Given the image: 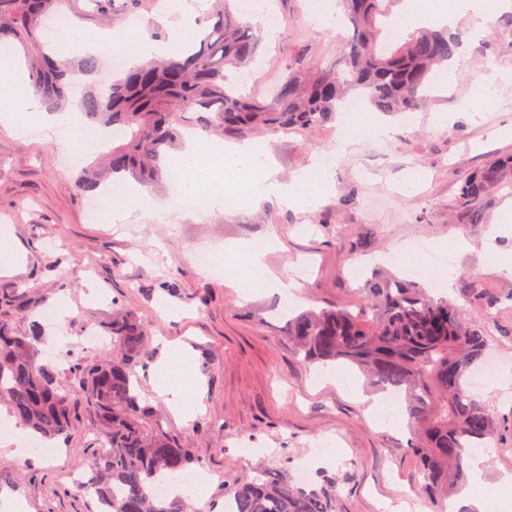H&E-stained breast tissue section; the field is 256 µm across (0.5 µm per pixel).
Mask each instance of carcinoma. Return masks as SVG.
Instances as JSON below:
<instances>
[{
    "instance_id": "cac0c4a2",
    "label": "carcinoma",
    "mask_w": 512,
    "mask_h": 512,
    "mask_svg": "<svg viewBox=\"0 0 512 512\" xmlns=\"http://www.w3.org/2000/svg\"><path fill=\"white\" fill-rule=\"evenodd\" d=\"M403 0H340L349 34L326 66L297 51L286 73L263 93L241 91L230 74L259 55L254 27L224 0L206 13L199 39L180 58H154L124 68L99 84L102 54L60 60L41 43V21L62 13L64 0H0V48L24 52L35 96L51 112L65 110L82 80L79 108L93 127L112 130V149L82 169L77 186L94 192L132 177L172 183L160 160L181 138V114L196 113L204 134L246 138L256 132L304 133L336 119L350 97L378 112L407 114L429 101L431 75L459 53L457 37L420 28L395 40L385 36ZM512 194V154L489 158L463 176L456 198L462 224H480L493 198ZM358 312L307 310L288 320L287 334L303 360L324 367L358 368L376 385L404 391L412 432L408 451L419 462L422 491L431 501L448 497L467 481L468 452L491 437L493 416L466 389L469 373L487 357V334L462 307L395 277L365 283ZM112 350L74 365L64 376L37 361L40 332L14 330L0 313V406L34 438L67 436L72 410L82 403L96 416L102 443L84 493L98 512H188L178 498L161 500L157 485L195 462L181 439L164 429L160 415L142 400L136 366L150 354L147 330L132 310L112 316ZM336 482L318 488L292 485L267 469L236 487L237 512H332Z\"/></svg>"
}]
</instances>
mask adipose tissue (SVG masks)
I'll list each match as a JSON object with an SVG mask.
<instances>
[{"mask_svg": "<svg viewBox=\"0 0 512 512\" xmlns=\"http://www.w3.org/2000/svg\"><path fill=\"white\" fill-rule=\"evenodd\" d=\"M512 10V0H425L423 8L408 7L401 16L406 26H427L455 29L464 15L486 18ZM171 22L168 24L169 38L159 42L152 39L143 23L137 22L116 28L104 34L72 27L65 30L61 40L68 50L76 53L96 51L102 48H118L127 58L138 62L151 58L170 57L183 46L192 42L197 34L193 18L186 16L182 0H171ZM10 92L11 104L0 109V125L17 131L29 124L37 123L52 128L57 123L67 122L73 127L72 147L89 153L96 149L99 134L81 122L78 110L49 112L42 108L29 90L27 70L16 59H0V91ZM209 145L200 137L186 138L181 150L167 160L169 173L178 181L184 200L209 198L214 210H223L227 202L233 201L241 190H248L250 204L264 201L276 202L288 209H309L327 200L335 190L331 167L313 161L309 169L294 175L290 180H281L274 171L268 150L254 141L228 142L219 146V163L206 161ZM155 204L148 191L137 185L129 186L126 194L106 197L104 218L110 224H129L138 214H151ZM225 255L234 257L227 279L231 284H251L255 288H276L289 294L291 282L266 278L265 251L257 250L244 241H228L224 244ZM156 384L164 396L171 412L191 419L195 414L197 400L202 395L203 383L195 369L192 352L183 347L171 348L165 359L154 371ZM486 453L478 452L469 458L471 486L463 490L459 498L469 506L482 512L491 504L500 491L512 485V473H504L496 482H484Z\"/></svg>", "mask_w": 512, "mask_h": 512, "instance_id": "1", "label": "adipose tissue"}]
</instances>
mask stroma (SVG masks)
Listing matches in <instances>:
<instances>
[{"label":"stroma","mask_w":512,"mask_h":512,"mask_svg":"<svg viewBox=\"0 0 512 512\" xmlns=\"http://www.w3.org/2000/svg\"><path fill=\"white\" fill-rule=\"evenodd\" d=\"M169 0H66V22L106 32L120 15L145 23L149 33L165 28ZM281 19L274 39L263 40L259 72L275 79L291 52L306 49L326 61L339 49L337 28L310 23L309 0H275ZM463 39L462 60L453 65L447 84L413 115L411 126L394 116L385 142L359 138L353 149L336 154V196L354 203L340 210L334 199L313 210H292L265 202L240 211L236 206L205 214L172 211L164 219L144 217L114 226L92 222L88 199L75 185L77 168L65 164L57 140L28 137L0 128V228L9 229L22 257L10 273H0V295L11 296L8 309L19 332L32 316L67 304L70 315L47 328L38 346L40 362L67 371L98 353L78 345L85 329L106 334L112 313L133 310L145 325L152 354L137 368L142 397L161 412L164 428L192 448L211 482L189 502L190 512H219L224 495L252 478L256 468L272 469L280 479L295 478L301 463L312 462L311 482L321 475L336 479L334 512H389L407 503L409 512H433L415 480L418 461L407 451L409 428L376 425L365 405L342 385L322 377L319 366L297 355L286 332L283 296L273 290L242 295L194 261L198 249L216 250L227 240L277 235L281 245L268 253L270 272L289 279L294 264L310 263V279L299 285L294 310L354 308L364 296L348 276L357 260H371L415 237L433 244H454L457 277L449 294L461 300L468 318L484 320L490 347L512 370V228L489 237L500 209L511 197L500 195L484 223H459L454 199L461 178L492 155L512 153V110L484 109L475 121L457 112L460 99L489 71L481 45L502 44L512 36L485 26L480 42ZM451 112L455 120L441 128L436 118ZM330 122L305 134L261 135L280 178L287 179L324 155L322 139L335 132ZM422 167L425 198L397 190L402 175L397 160ZM57 242L49 251V242ZM504 299L498 312L484 318L478 297L461 299L466 286ZM170 344L187 345L196 354L204 393L193 419L184 421L168 408L151 370ZM495 419L484 478L495 481L512 472V388L480 394ZM8 422L0 431V512H91L93 503L70 484L75 473H88L99 444L95 415L78 409L74 428L58 455L22 456L16 431Z\"/></svg>","instance_id":"stroma-1"}]
</instances>
